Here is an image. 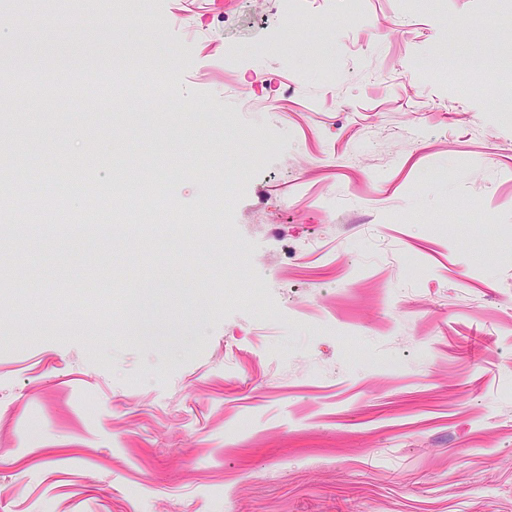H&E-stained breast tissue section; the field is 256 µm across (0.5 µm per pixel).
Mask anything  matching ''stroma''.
<instances>
[{
    "label": "stroma",
    "instance_id": "obj_1",
    "mask_svg": "<svg viewBox=\"0 0 512 512\" xmlns=\"http://www.w3.org/2000/svg\"><path fill=\"white\" fill-rule=\"evenodd\" d=\"M73 62L139 80L66 94ZM18 69L0 512H512V0H29ZM89 180L108 249L49 227Z\"/></svg>",
    "mask_w": 512,
    "mask_h": 512
}]
</instances>
